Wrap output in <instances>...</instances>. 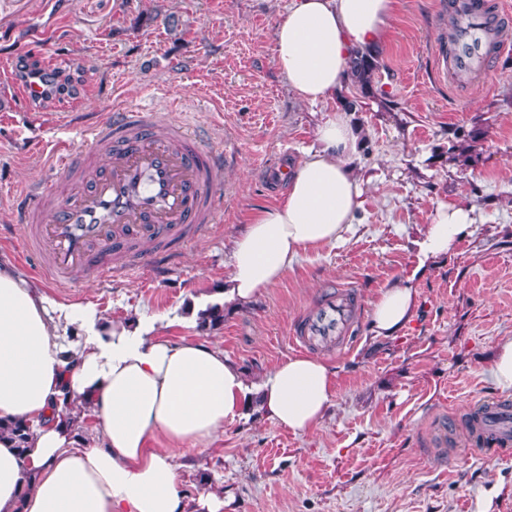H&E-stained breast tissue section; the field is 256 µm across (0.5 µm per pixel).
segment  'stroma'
Instances as JSON below:
<instances>
[{
  "instance_id": "obj_1",
  "label": "stroma",
  "mask_w": 512,
  "mask_h": 512,
  "mask_svg": "<svg viewBox=\"0 0 512 512\" xmlns=\"http://www.w3.org/2000/svg\"><path fill=\"white\" fill-rule=\"evenodd\" d=\"M291 0H0V67L56 58L66 89L29 112H0V263L77 305L98 325L143 316L178 342L217 343L248 380L296 355V319L337 289L357 291L346 349L315 347L336 373L326 418L296 433L252 413L209 447H184L186 498L217 491L230 512H512V450H467L464 417L506 400L493 381L499 343L512 337V65L493 54L480 77L446 71L448 0H399L372 84L385 100L358 97L350 119L362 135L357 172L364 205L345 242L301 254L250 305L223 304L229 247L257 208L286 190L289 167L315 140L332 98L298 101L276 68L273 31ZM150 104L160 120L201 129L224 154L214 180L217 223L170 247L162 273L100 281L73 270L66 285L42 280L15 203L52 165L51 142L89 148L84 127L121 107ZM475 206L471 229L417 284L403 334L372 335L381 289L409 269L438 205ZM224 307L203 331L194 304Z\"/></svg>"
}]
</instances>
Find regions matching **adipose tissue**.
Segmentation results:
<instances>
[{
	"label": "adipose tissue",
	"instance_id": "obj_1",
	"mask_svg": "<svg viewBox=\"0 0 512 512\" xmlns=\"http://www.w3.org/2000/svg\"><path fill=\"white\" fill-rule=\"evenodd\" d=\"M396 9L397 0H291L273 43L296 99L313 105L336 95L355 53L386 40ZM360 143L346 111L324 115L315 145L288 171L282 202L258 209L233 239L225 303H249L302 253L344 240L363 205ZM474 213L467 202L434 211L413 266L373 305L375 336L408 327L418 281L452 251ZM79 315L0 265V420H24L32 431L23 452L0 437V512H224L217 493L186 500L178 449L207 447L251 412L304 433L335 403V372L323 357H288L251 383L216 343L170 342L152 320L63 344ZM81 406L97 420V444L80 442L65 420Z\"/></svg>",
	"mask_w": 512,
	"mask_h": 512
}]
</instances>
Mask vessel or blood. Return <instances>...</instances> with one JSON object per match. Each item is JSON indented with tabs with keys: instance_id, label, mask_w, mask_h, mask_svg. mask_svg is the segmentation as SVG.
I'll return each mask as SVG.
<instances>
[{
	"instance_id": "1",
	"label": "vessel or blood",
	"mask_w": 512,
	"mask_h": 512,
	"mask_svg": "<svg viewBox=\"0 0 512 512\" xmlns=\"http://www.w3.org/2000/svg\"><path fill=\"white\" fill-rule=\"evenodd\" d=\"M484 9L483 0H454L458 37L448 47L451 71L479 73L488 58ZM44 91L37 78L13 88L15 109L40 101ZM86 137L91 146L80 152L63 140L55 144L52 177L26 192L18 211L28 250L49 281L63 283L76 268H91L103 280L132 269L158 270L168 257L165 248L135 254V241L165 245L215 223L221 203L213 176L223 153L204 149L184 127L160 121L146 107L110 112ZM357 304L351 289L338 291L297 321L295 345L346 346ZM481 427L498 444H512V405L485 404Z\"/></svg>"
}]
</instances>
